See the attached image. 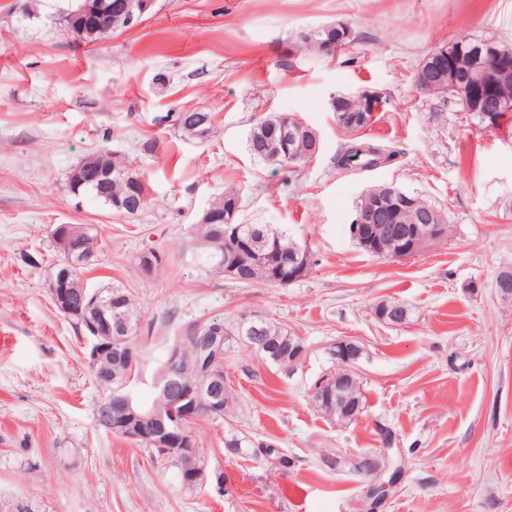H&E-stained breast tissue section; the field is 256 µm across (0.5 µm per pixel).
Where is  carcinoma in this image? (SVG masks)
I'll return each instance as SVG.
<instances>
[{"label":"carcinoma","instance_id":"obj_1","mask_svg":"<svg viewBox=\"0 0 512 512\" xmlns=\"http://www.w3.org/2000/svg\"><path fill=\"white\" fill-rule=\"evenodd\" d=\"M67 9L59 13L63 24L64 34L73 38L75 28L86 26L87 35L85 43L91 44L125 28L124 20L118 14L108 17L96 16L91 19L87 16V0H68ZM351 29L348 24L340 22L334 27H322L298 35L297 44L324 52L329 45H342L349 40ZM459 42H454L446 49H433L420 61L413 76V83L422 93H430V82L437 78L442 82V88L434 92L444 102L460 107V111L476 119L478 123L487 128L497 125L498 120L507 115V111L496 112L492 121L484 118V112L474 105L464 106L460 102V91L448 87V67L452 66V59L456 57ZM470 52H476L482 57H489L498 61V64L511 69L506 76L495 85L482 89L483 99L494 100L509 99L512 101V48L491 44L484 41L468 39L465 44ZM380 98L369 94H348L340 96L334 102V109L339 123L350 132H357L369 126L374 120L375 104ZM313 129L288 114L271 115L258 121L250 130L248 150L255 158L274 164L278 167L296 168L306 165L311 159V138ZM395 152L388 151L372 142L353 137L336 154V168L342 170H355L357 168H375L393 160ZM86 163L100 165L112 172V180L101 185L97 182L79 181L74 172H69V186L73 193L79 195L83 192L93 194L95 198L112 210L123 215L134 217L142 212L150 203L147 186L140 176L114 156L99 154L84 159ZM391 186L377 185L366 191V195L381 200L378 223L394 225H411V221L398 211L399 201L391 195ZM240 201L239 192L228 190L224 196L216 201L209 211L212 215L210 222L198 224V258L205 264L211 265L217 272L223 274L226 270L227 259L237 253L246 257L240 266V278L237 282L244 285L258 283L283 286V279L288 277V265L299 262L306 270L315 265L312 252L305 245L288 237V234L269 224H242L236 223V230L224 235L227 206ZM94 253L73 261L69 265V287L75 293L85 296L86 312L82 317L71 319L76 332L84 337L92 333V326L96 321L106 322L112 328L111 339L118 342L122 339L134 340L138 336V312L134 308L133 297L129 291L119 285L106 288H90L84 282L83 273L90 270L96 261L97 244H92ZM167 256L157 250L149 249L138 256V266L149 276L165 265ZM282 280H276V277ZM373 313L382 322L390 325L405 323L410 317V308L397 300H383L373 307ZM251 335V324L239 320L226 324L222 320H212L204 323L191 322L186 324L175 337L168 351H176L179 358L176 366L169 364V359L161 360L157 370L155 384L161 388L165 382V375H170L174 381L187 391H194L200 385H209L220 381L222 384L223 400L220 411H214L204 399L197 402L195 418L183 421L186 432L196 420L202 418H219L231 416L237 409V395L227 380L224 364L209 362L215 355L224 356V352L235 348H247L258 355L263 361L272 365L287 368L291 366L288 361V343L292 331L283 324L270 319H262L260 335L263 336L265 347L250 346L243 339ZM94 374L102 371L111 373L112 380L102 381L107 391L119 388L125 383V373L131 367L113 362L112 353L96 365L92 366ZM321 389L314 393L313 401L316 407L327 417L340 424H347L358 418L364 412L365 400L363 384L356 375L349 383L339 388L331 382V375L323 377ZM224 447L230 452L240 456L256 457L260 454L273 455L278 450L270 445L254 442L246 436L236 433L224 435ZM196 448L195 458L183 461L181 464L163 455L162 451L155 452L154 460L173 469L175 480H180V466L193 465L204 460L203 451L199 442H194ZM323 464L335 470L350 466L358 471H368L375 465V454L372 452L358 456V463L343 455H329L323 458Z\"/></svg>","mask_w":512,"mask_h":512}]
</instances>
